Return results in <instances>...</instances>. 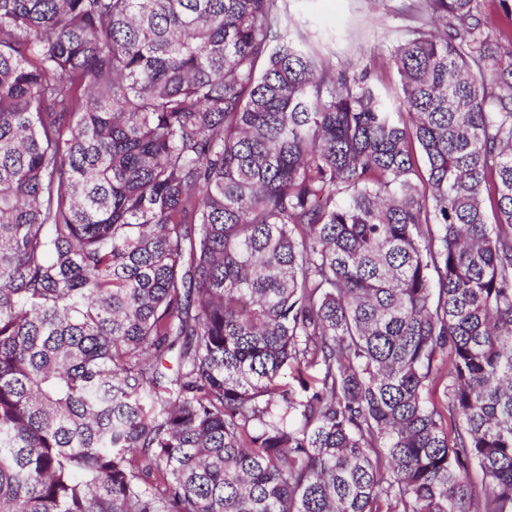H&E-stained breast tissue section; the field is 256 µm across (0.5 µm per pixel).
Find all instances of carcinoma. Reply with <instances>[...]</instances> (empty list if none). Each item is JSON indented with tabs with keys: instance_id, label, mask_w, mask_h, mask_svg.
Segmentation results:
<instances>
[{
	"instance_id": "obj_1",
	"label": "carcinoma",
	"mask_w": 512,
	"mask_h": 512,
	"mask_svg": "<svg viewBox=\"0 0 512 512\" xmlns=\"http://www.w3.org/2000/svg\"><path fill=\"white\" fill-rule=\"evenodd\" d=\"M281 2L0 0V512H512L508 0ZM292 24L309 48L336 65L387 52L389 44L420 25L417 0H286Z\"/></svg>"
}]
</instances>
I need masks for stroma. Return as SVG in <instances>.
Segmentation results:
<instances>
[{
  "mask_svg": "<svg viewBox=\"0 0 512 512\" xmlns=\"http://www.w3.org/2000/svg\"><path fill=\"white\" fill-rule=\"evenodd\" d=\"M287 13L312 51L352 66L419 23L416 0H287Z\"/></svg>",
  "mask_w": 512,
  "mask_h": 512,
  "instance_id": "stroma-1",
  "label": "stroma"
}]
</instances>
